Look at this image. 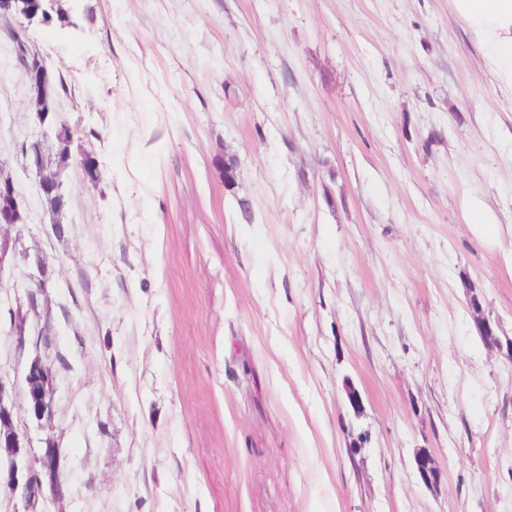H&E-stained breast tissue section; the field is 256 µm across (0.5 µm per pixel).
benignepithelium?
<instances>
[{"instance_id": "7a95c632", "label": "benign epithelium", "mask_w": 512, "mask_h": 512, "mask_svg": "<svg viewBox=\"0 0 512 512\" xmlns=\"http://www.w3.org/2000/svg\"><path fill=\"white\" fill-rule=\"evenodd\" d=\"M20 0H0V17L25 19L29 22L36 18L46 20L51 5L57 0H37L40 9L35 13H27L21 9L12 10L10 5ZM31 85L30 106L38 117L40 131L38 137L24 142L21 151L28 170L34 173L37 184L43 187L61 189L64 187V173L71 157V146L74 142L73 133L62 127L53 128L45 125L42 116L52 110L55 99V85L47 61L40 57L31 58L21 55ZM0 229L24 225L27 221L26 212L18 202L13 179L5 171H0ZM48 264L40 258L37 262V273L28 274V280L34 287L28 289L26 300L28 309L36 311L38 296L48 285L46 271ZM27 315L18 309L12 312L10 335L16 338L19 346L25 345L27 336ZM23 392L26 399V412L37 427L51 420L54 407V384L50 369L42 358L34 356L27 367L24 377ZM17 412L13 399V391L0 380V447L4 449L5 460L3 471L0 472V487L7 489L12 497L20 499L24 504L23 512H36L40 499L45 492H50L55 500L64 496V481L61 474L62 449L54 440L47 438L38 455L30 454V435L16 424ZM417 468L422 480L429 484L440 478V471L435 467L429 456L419 458Z\"/></svg>"}]
</instances>
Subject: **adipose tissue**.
<instances>
[{"mask_svg":"<svg viewBox=\"0 0 512 512\" xmlns=\"http://www.w3.org/2000/svg\"><path fill=\"white\" fill-rule=\"evenodd\" d=\"M466 32L481 46L499 93L512 100V0H451Z\"/></svg>","mask_w":512,"mask_h":512,"instance_id":"ef3b65f1","label":"adipose tissue"}]
</instances>
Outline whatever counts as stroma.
I'll list each match as a JSON object with an SVG mask.
<instances>
[{"label": "stroma", "instance_id": "35a3bbf8", "mask_svg": "<svg viewBox=\"0 0 512 512\" xmlns=\"http://www.w3.org/2000/svg\"><path fill=\"white\" fill-rule=\"evenodd\" d=\"M16 28L101 171L68 170L59 229L19 151ZM0 167L28 216L0 306L37 257L50 276L48 342L0 320V376L20 389L37 355L54 376L43 428L15 396L63 450L41 512H512V360L468 307L512 339V101L449 0L2 21Z\"/></svg>", "mask_w": 512, "mask_h": 512}]
</instances>
